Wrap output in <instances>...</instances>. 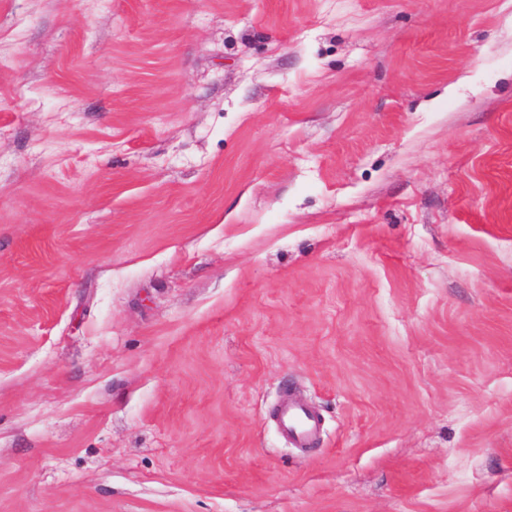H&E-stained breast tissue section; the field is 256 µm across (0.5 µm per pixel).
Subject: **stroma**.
Segmentation results:
<instances>
[{"label": "stroma", "mask_w": 512, "mask_h": 512, "mask_svg": "<svg viewBox=\"0 0 512 512\" xmlns=\"http://www.w3.org/2000/svg\"><path fill=\"white\" fill-rule=\"evenodd\" d=\"M0 512H512V0H0ZM280 423L289 437L307 440L318 427V419L306 408L288 403L280 410Z\"/></svg>", "instance_id": "1"}]
</instances>
